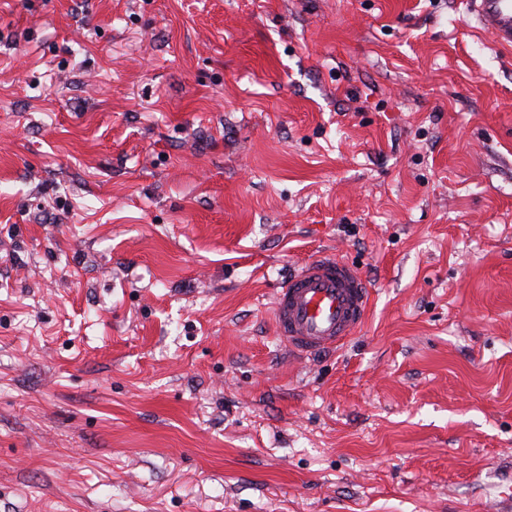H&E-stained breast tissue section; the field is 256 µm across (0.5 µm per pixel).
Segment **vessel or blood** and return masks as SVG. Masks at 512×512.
<instances>
[{
	"label": "vessel or blood",
	"mask_w": 512,
	"mask_h": 512,
	"mask_svg": "<svg viewBox=\"0 0 512 512\" xmlns=\"http://www.w3.org/2000/svg\"><path fill=\"white\" fill-rule=\"evenodd\" d=\"M477 26L495 42L512 46V0H467ZM370 290L346 261L323 255L301 265L278 289L277 331L290 351L304 358L333 350L363 324Z\"/></svg>",
	"instance_id": "b4317fda"
}]
</instances>
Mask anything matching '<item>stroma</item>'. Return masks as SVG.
I'll use <instances>...</instances> for the list:
<instances>
[{"label":"stroma","instance_id":"35a3bbf8","mask_svg":"<svg viewBox=\"0 0 512 512\" xmlns=\"http://www.w3.org/2000/svg\"><path fill=\"white\" fill-rule=\"evenodd\" d=\"M326 254L370 304L300 360ZM0 512H512V47L466 0H0ZM370 289L346 261L311 259L277 290L273 317L290 351L304 358L333 350L363 324Z\"/></svg>","mask_w":512,"mask_h":512}]
</instances>
